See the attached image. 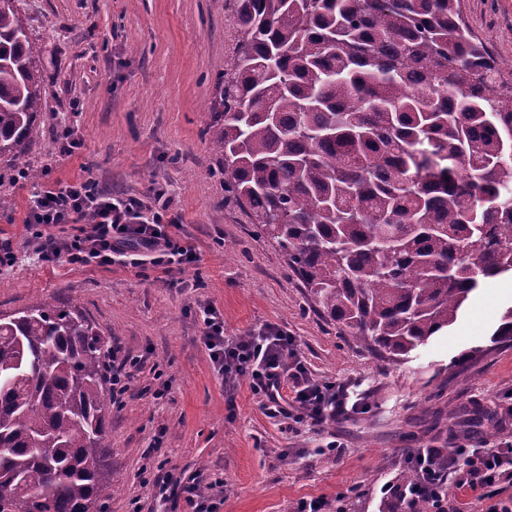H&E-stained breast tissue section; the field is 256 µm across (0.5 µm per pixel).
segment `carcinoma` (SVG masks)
Masks as SVG:
<instances>
[{"instance_id":"1","label":"carcinoma","mask_w":512,"mask_h":512,"mask_svg":"<svg viewBox=\"0 0 512 512\" xmlns=\"http://www.w3.org/2000/svg\"><path fill=\"white\" fill-rule=\"evenodd\" d=\"M205 129L224 188L322 312L395 360L512 275V81L460 0H226ZM40 55L0 0V158L38 135ZM512 342V307L490 338ZM103 345L78 311L0 318V512H101Z\"/></svg>"}]
</instances>
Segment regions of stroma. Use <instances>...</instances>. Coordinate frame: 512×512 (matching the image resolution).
I'll return each instance as SVG.
<instances>
[{
  "label": "stroma",
  "mask_w": 512,
  "mask_h": 512,
  "mask_svg": "<svg viewBox=\"0 0 512 512\" xmlns=\"http://www.w3.org/2000/svg\"><path fill=\"white\" fill-rule=\"evenodd\" d=\"M42 52L41 134L0 172L37 169L40 184L96 179L112 194L148 198L161 187L186 266L98 267L61 256L43 263L24 223L34 184L0 182V315L40 303L79 310L104 347L132 362L128 391L108 406L111 482L104 512H186L161 493L167 471L212 484L220 512H381L408 449L512 441V345L490 338L512 306V279L488 280L454 325L407 358L370 351L315 305L286 254L247 209L224 197L219 158L204 130L236 30L224 0H18ZM472 32L512 65V0H461ZM79 114H72L73 102ZM73 121L81 146L61 155L56 126ZM213 306L230 338L277 325L294 336L308 375L348 381L365 412L289 428L269 417L248 379L227 391L201 339ZM341 452L325 451L328 441Z\"/></svg>",
  "instance_id": "35a3bbf8"
}]
</instances>
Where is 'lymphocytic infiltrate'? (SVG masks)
Listing matches in <instances>:
<instances>
[{"instance_id": "1", "label": "lymphocytic infiltrate", "mask_w": 512, "mask_h": 512, "mask_svg": "<svg viewBox=\"0 0 512 512\" xmlns=\"http://www.w3.org/2000/svg\"><path fill=\"white\" fill-rule=\"evenodd\" d=\"M25 222L39 256L51 263L60 255L86 265L115 264L141 267L194 263V249L174 233L178 220L169 213L164 189H155L152 203L135 196L110 195L95 180L46 185L32 192ZM58 224H75L79 232L70 237L50 235ZM203 336L211 360L224 378H248L255 395L263 398L268 414L296 424H321L364 412L343 382L321 383L311 379L295 341L276 326L252 336L233 340L224 336V320L213 308L203 310ZM291 382L293 398L282 394ZM405 462L414 480L394 490L404 507L423 501L433 512H460L448 499L450 488H491L512 465V444L494 448H418Z\"/></svg>"}]
</instances>
